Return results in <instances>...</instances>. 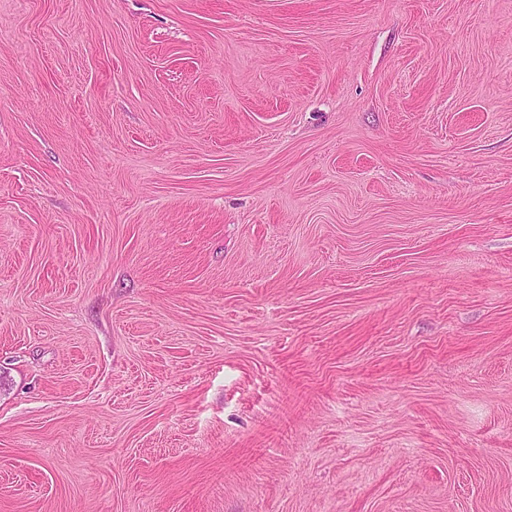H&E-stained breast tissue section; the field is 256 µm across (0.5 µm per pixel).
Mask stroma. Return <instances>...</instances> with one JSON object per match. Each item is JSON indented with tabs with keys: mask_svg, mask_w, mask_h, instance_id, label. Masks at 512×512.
I'll return each mask as SVG.
<instances>
[{
	"mask_svg": "<svg viewBox=\"0 0 512 512\" xmlns=\"http://www.w3.org/2000/svg\"><path fill=\"white\" fill-rule=\"evenodd\" d=\"M0 512H512V0H0Z\"/></svg>",
	"mask_w": 512,
	"mask_h": 512,
	"instance_id": "1",
	"label": "stroma"
}]
</instances>
